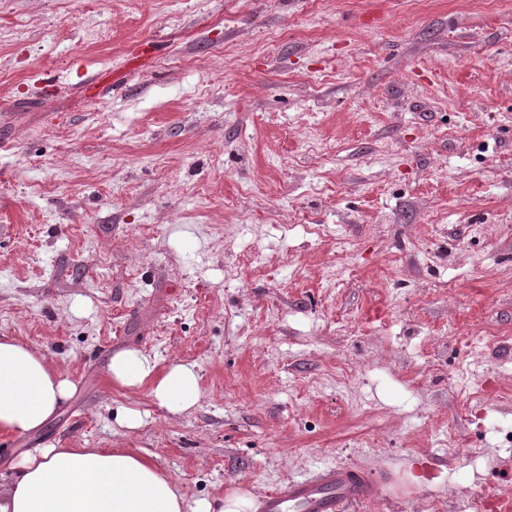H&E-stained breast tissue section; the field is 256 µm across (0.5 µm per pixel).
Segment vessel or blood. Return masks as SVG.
Listing matches in <instances>:
<instances>
[{"label": "vessel or blood", "instance_id": "obj_1", "mask_svg": "<svg viewBox=\"0 0 512 512\" xmlns=\"http://www.w3.org/2000/svg\"><path fill=\"white\" fill-rule=\"evenodd\" d=\"M379 485L365 471L328 466L312 477L288 482L261 500L260 512H349L374 498Z\"/></svg>", "mask_w": 512, "mask_h": 512}]
</instances>
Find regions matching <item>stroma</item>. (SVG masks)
Here are the masks:
<instances>
[{
  "label": "stroma",
  "instance_id": "1",
  "mask_svg": "<svg viewBox=\"0 0 512 512\" xmlns=\"http://www.w3.org/2000/svg\"><path fill=\"white\" fill-rule=\"evenodd\" d=\"M0 132V336L77 387L1 467L136 448L250 512L336 464L383 490L350 512L512 495V0H0ZM127 347L198 405L110 387Z\"/></svg>",
  "mask_w": 512,
  "mask_h": 512
}]
</instances>
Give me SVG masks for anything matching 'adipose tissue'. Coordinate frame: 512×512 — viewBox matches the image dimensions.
I'll list each match as a JSON object with an SVG mask.
<instances>
[{
  "label": "adipose tissue",
  "mask_w": 512,
  "mask_h": 512,
  "mask_svg": "<svg viewBox=\"0 0 512 512\" xmlns=\"http://www.w3.org/2000/svg\"><path fill=\"white\" fill-rule=\"evenodd\" d=\"M107 378L119 390H147L174 415L200 399L194 365L161 369L137 349L113 353ZM75 391L38 350L0 336V434L40 432ZM251 506L249 493L239 489L215 501H187L170 475L127 448H33L0 471V512H248Z\"/></svg>",
  "instance_id": "ef3b65f1"
}]
</instances>
